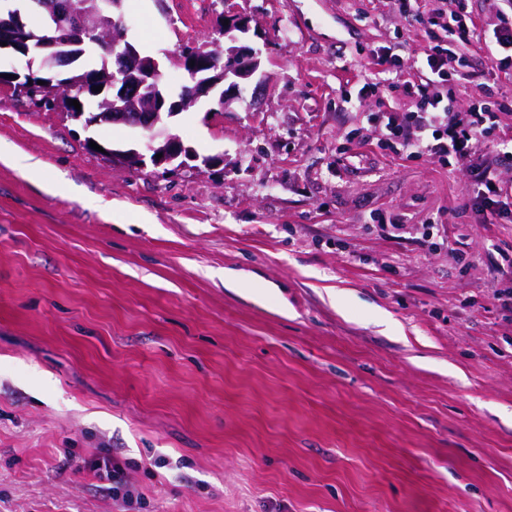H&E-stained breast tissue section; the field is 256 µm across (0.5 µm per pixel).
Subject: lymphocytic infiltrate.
<instances>
[{
  "label": "lymphocytic infiltrate",
  "mask_w": 512,
  "mask_h": 512,
  "mask_svg": "<svg viewBox=\"0 0 512 512\" xmlns=\"http://www.w3.org/2000/svg\"><path fill=\"white\" fill-rule=\"evenodd\" d=\"M455 5L452 26L446 29L443 40L425 53L430 79L404 89L407 96L415 98V110L389 112L384 124V144L414 157L433 155L445 164L473 173L475 183L469 196L475 221L495 224L504 218L512 220V185L503 182L495 168L475 155L472 144L482 139L490 151L512 149V140H498L492 136L499 124L500 106L495 102L470 105L471 119L462 122L457 110L448 104V94L443 86L449 82L454 67L467 65L466 60L457 58L456 44L479 35L490 42V66L500 70L512 66V21L503 20L482 30L468 9V0H455ZM79 465L95 477L110 481L115 498L131 501L133 493L125 482V469L118 455L108 453L83 459Z\"/></svg>",
  "instance_id": "f902f5d3"
}]
</instances>
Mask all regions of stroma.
Returning <instances> with one entry per match:
<instances>
[{"instance_id":"1","label":"stroma","mask_w":512,"mask_h":512,"mask_svg":"<svg viewBox=\"0 0 512 512\" xmlns=\"http://www.w3.org/2000/svg\"><path fill=\"white\" fill-rule=\"evenodd\" d=\"M454 8L124 0L167 90L221 14L248 18L239 98L158 127L211 170L114 167L87 137L148 133L0 84V512H512V222L476 223L469 171L369 119L414 109L390 86ZM458 51L481 71L458 107L498 101L512 138V69ZM67 448L132 459L142 504Z\"/></svg>"}]
</instances>
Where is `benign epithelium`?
Segmentation results:
<instances>
[{"label": "benign epithelium", "mask_w": 512, "mask_h": 512, "mask_svg": "<svg viewBox=\"0 0 512 512\" xmlns=\"http://www.w3.org/2000/svg\"><path fill=\"white\" fill-rule=\"evenodd\" d=\"M119 8L117 0H55L49 4L45 16V27L65 34V43L72 51L60 58V65L65 67L73 63L78 49L85 44V38L92 33H99L104 41L112 46L122 47V52L115 60L112 72H86L79 85L87 90L95 86H103L112 92V101L107 110L88 117L85 110L70 111L76 120H84L85 126H92L103 121L114 124L123 123L140 127L149 132L161 121V110L169 107V115L173 116L188 99L214 89L217 82L201 80L191 93L180 96L174 101H167L159 88L160 73L156 62L146 63L136 47L127 41V27L122 18L115 17L114 10ZM228 25L224 26V47H216V51L206 53L204 49H196L183 53L180 65L192 77L203 76L217 65V59L224 58V81L229 89L220 97L221 107H226L238 97L242 84L250 80L261 65V50L241 44L242 36L250 30L249 21L239 15H228ZM22 22L20 13L10 11L0 15V43L5 42V49L19 56H28L26 43L28 38L21 36L19 25ZM195 64H190V61ZM162 157H157V154ZM198 162L206 169L224 164L222 156L199 157L192 149L183 145L175 136L168 135L163 140L150 136L145 149H130L125 152L112 151V165L125 167L132 163L138 168L148 165L154 167L173 166L184 168L188 162Z\"/></svg>", "instance_id": "7a95c632"}]
</instances>
